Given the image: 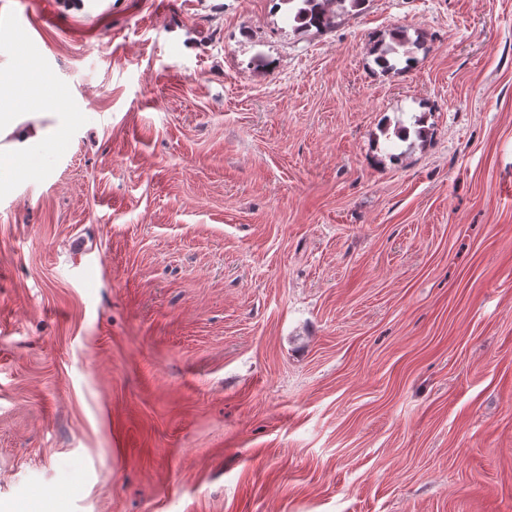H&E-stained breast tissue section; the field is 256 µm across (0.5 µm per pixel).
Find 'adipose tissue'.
<instances>
[{
    "mask_svg": "<svg viewBox=\"0 0 512 512\" xmlns=\"http://www.w3.org/2000/svg\"><path fill=\"white\" fill-rule=\"evenodd\" d=\"M62 90L49 85L39 55L24 50L0 65V191L41 171L39 152L62 143L76 123L59 108Z\"/></svg>",
    "mask_w": 512,
    "mask_h": 512,
    "instance_id": "1",
    "label": "adipose tissue"
}]
</instances>
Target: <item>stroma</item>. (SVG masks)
Masks as SVG:
<instances>
[{
  "instance_id": "1",
  "label": "stroma",
  "mask_w": 512,
  "mask_h": 512,
  "mask_svg": "<svg viewBox=\"0 0 512 512\" xmlns=\"http://www.w3.org/2000/svg\"><path fill=\"white\" fill-rule=\"evenodd\" d=\"M17 43L81 118L0 193L1 505L512 512V0H0ZM288 6V18L297 29L323 31L335 24L336 12L329 11L331 3L344 7L348 3L350 11L359 12L366 0H281ZM423 42L421 33L412 39L406 30H398L389 42L381 40L374 46V62L383 73L409 70L416 62L413 49H419Z\"/></svg>"
}]
</instances>
